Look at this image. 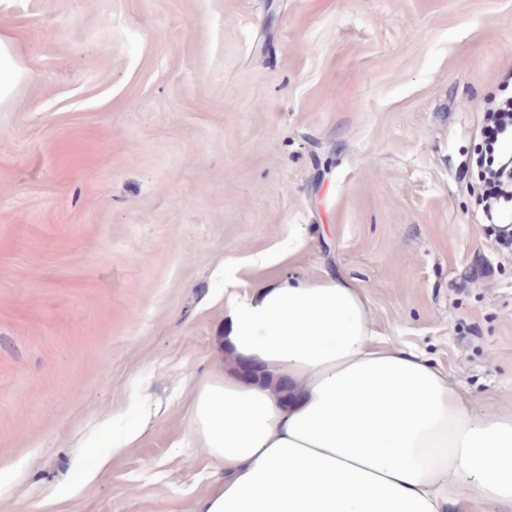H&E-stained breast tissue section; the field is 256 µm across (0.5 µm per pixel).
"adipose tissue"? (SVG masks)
<instances>
[{
	"label": "adipose tissue",
	"instance_id": "obj_1",
	"mask_svg": "<svg viewBox=\"0 0 512 512\" xmlns=\"http://www.w3.org/2000/svg\"><path fill=\"white\" fill-rule=\"evenodd\" d=\"M25 75L0 33V104ZM218 351L184 445L223 473L194 512H512V402L378 336L363 288L328 273L231 295Z\"/></svg>",
	"mask_w": 512,
	"mask_h": 512
}]
</instances>
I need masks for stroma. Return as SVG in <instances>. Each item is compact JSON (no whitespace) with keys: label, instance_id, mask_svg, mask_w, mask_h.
Returning a JSON list of instances; mask_svg holds the SVG:
<instances>
[{"label":"stroma","instance_id":"stroma-1","mask_svg":"<svg viewBox=\"0 0 512 512\" xmlns=\"http://www.w3.org/2000/svg\"><path fill=\"white\" fill-rule=\"evenodd\" d=\"M0 31L29 71L0 106V512H192L228 277L340 275L512 401L473 166L512 0H0Z\"/></svg>","mask_w":512,"mask_h":512}]
</instances>
